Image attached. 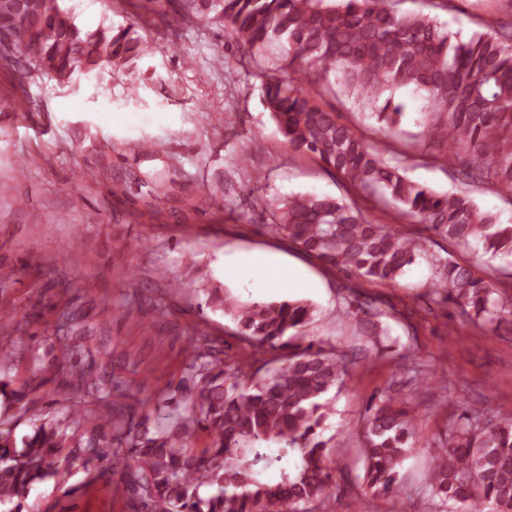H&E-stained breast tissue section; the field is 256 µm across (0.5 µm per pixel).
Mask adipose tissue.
<instances>
[{
	"instance_id": "1",
	"label": "adipose tissue",
	"mask_w": 512,
	"mask_h": 512,
	"mask_svg": "<svg viewBox=\"0 0 512 512\" xmlns=\"http://www.w3.org/2000/svg\"><path fill=\"white\" fill-rule=\"evenodd\" d=\"M224 265L236 270L240 280L255 288H296L300 285L297 272L266 252L236 250L225 254Z\"/></svg>"
}]
</instances>
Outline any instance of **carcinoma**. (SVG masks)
<instances>
[{
  "label": "carcinoma",
  "instance_id": "cac0c4a2",
  "mask_svg": "<svg viewBox=\"0 0 512 512\" xmlns=\"http://www.w3.org/2000/svg\"><path fill=\"white\" fill-rule=\"evenodd\" d=\"M175 21L228 28L258 65L269 45L280 46L281 74L265 79L264 105L288 146L314 155L342 174L358 197L391 207L398 218L466 247L476 242L491 257H512V224L482 210L469 191L438 194L406 176L405 159L391 143L369 141L338 122L306 90L340 92L370 107L395 134L403 117L394 93L410 87L428 101L424 138L459 168L461 184L486 183L512 195V21L466 41H454L436 20L401 13L399 0H170ZM16 33L11 50L25 57L18 88L31 76L59 84L105 66L125 68L147 52L132 28L84 32L59 0H0V31ZM269 227L322 264L368 281L397 282L421 240L371 224L357 203L298 194L272 205ZM441 301L484 329L512 323V295L451 258L440 269ZM238 323L249 345L287 353L251 362H226L224 351L191 348L176 386L162 391L156 409L136 412L121 401L118 382L92 375L77 361L85 345L72 333L81 313L56 311L61 355L56 360L69 394L67 417L33 412L26 394L0 377V512H33L29 487L59 478L71 457L123 463L117 489L132 512H308L333 496L336 478L322 439L327 396L341 389L349 356L305 327L312 303L303 299L237 303L206 289ZM346 302L369 331L364 358L378 356L388 330L376 317L391 313ZM31 314L4 312L8 338L22 333ZM32 413L21 438L10 418ZM416 409L406 396H385L362 424L365 485L387 495L411 450ZM205 434V447L196 446ZM435 505L455 512H512V411L493 420L474 407L451 423L442 451L427 470Z\"/></svg>",
  "mask_w": 512,
  "mask_h": 512
}]
</instances>
